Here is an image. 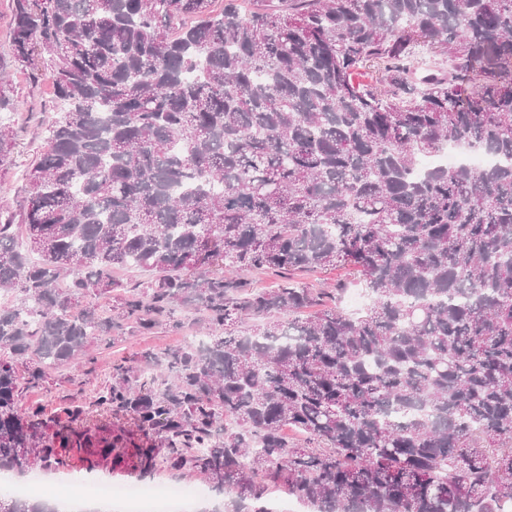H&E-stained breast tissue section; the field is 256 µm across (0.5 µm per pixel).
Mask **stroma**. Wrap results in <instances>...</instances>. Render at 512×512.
Masks as SVG:
<instances>
[{
    "instance_id": "obj_1",
    "label": "stroma",
    "mask_w": 512,
    "mask_h": 512,
    "mask_svg": "<svg viewBox=\"0 0 512 512\" xmlns=\"http://www.w3.org/2000/svg\"><path fill=\"white\" fill-rule=\"evenodd\" d=\"M13 18L11 0H0V64L6 65L11 80L14 108L0 112V121L11 124L16 145L7 167H0V212H18L23 197V176L42 151L48 128L58 111L50 74L46 69L31 70L12 63L11 38ZM297 279L304 286L336 294L339 305L348 310L363 308L370 298L364 285L354 280L348 269L338 267L316 272H303ZM344 292H337V285ZM205 317L189 311L182 327L162 323L149 330L132 329L116 334L111 347L91 344L85 358L74 364L48 370L40 385L28 384L25 366H18L17 376L21 404L42 407L45 416H53L63 404L89 405L104 386L112 382V367L120 360L138 358L151 352L179 348L191 340H208Z\"/></svg>"
}]
</instances>
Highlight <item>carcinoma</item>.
Listing matches in <instances>:
<instances>
[{"mask_svg":"<svg viewBox=\"0 0 512 512\" xmlns=\"http://www.w3.org/2000/svg\"><path fill=\"white\" fill-rule=\"evenodd\" d=\"M12 0V59L50 68L61 116L0 220V470L113 455L270 512H501L512 503V0ZM375 73L371 83L358 71ZM15 135L0 123V166ZM454 144L507 162L414 177ZM348 266L371 304L317 302L294 271ZM154 273L118 315L204 310L210 343L135 359L89 409H23L112 318L84 303ZM247 270L279 273L252 288ZM69 279L67 289L60 282ZM247 319L252 332L234 333ZM293 430L307 440L298 445ZM165 444L164 449L156 442ZM105 447H99L100 443ZM0 512H58L51 497Z\"/></svg>","mask_w":512,"mask_h":512,"instance_id":"cac0c4a2","label":"carcinoma"}]
</instances>
